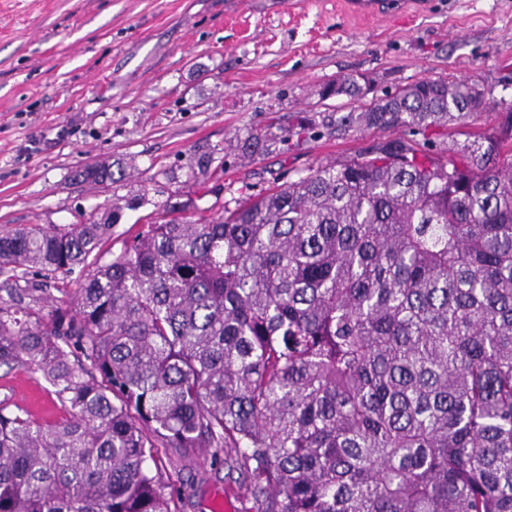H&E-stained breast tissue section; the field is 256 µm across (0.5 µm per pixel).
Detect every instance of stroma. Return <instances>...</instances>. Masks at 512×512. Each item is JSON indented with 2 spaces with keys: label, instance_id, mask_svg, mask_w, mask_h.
<instances>
[{
  "label": "stroma",
  "instance_id": "1",
  "mask_svg": "<svg viewBox=\"0 0 512 512\" xmlns=\"http://www.w3.org/2000/svg\"><path fill=\"white\" fill-rule=\"evenodd\" d=\"M363 22L338 0H0V231L62 227L93 212L112 190L74 180L96 162H123V194L145 195L124 211L104 249L119 254L136 221L176 191L162 170L202 146L224 149V176L202 208L231 191L258 193L319 163L375 151L398 131L341 126L360 99L320 100L341 74L363 75L380 98L423 78L469 79L512 88V0H425ZM314 111L319 126L281 149L243 158L248 131L292 126ZM0 400L52 420L42 379L0 369ZM194 472L171 473V512H255L206 452Z\"/></svg>",
  "mask_w": 512,
  "mask_h": 512
}]
</instances>
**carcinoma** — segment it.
Instances as JSON below:
<instances>
[{
    "instance_id": "cac0c4a2",
    "label": "carcinoma",
    "mask_w": 512,
    "mask_h": 512,
    "mask_svg": "<svg viewBox=\"0 0 512 512\" xmlns=\"http://www.w3.org/2000/svg\"><path fill=\"white\" fill-rule=\"evenodd\" d=\"M494 92L419 80L343 123L445 130ZM340 95L357 80L320 99ZM509 120L466 150L389 139L218 215L167 199L108 263L140 196L1 233L0 368L43 379L62 416L0 403V512H169L167 465L193 470L196 448L257 512H512ZM222 152L187 181L224 173ZM80 265L78 287L57 277ZM29 267L44 287L20 286Z\"/></svg>"
}]
</instances>
